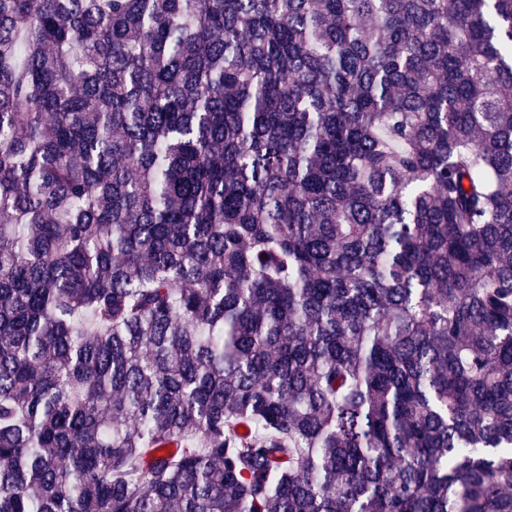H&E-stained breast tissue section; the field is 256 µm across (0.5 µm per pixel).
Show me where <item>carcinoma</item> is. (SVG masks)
Listing matches in <instances>:
<instances>
[{
	"label": "carcinoma",
	"instance_id": "cac0c4a2",
	"mask_svg": "<svg viewBox=\"0 0 512 512\" xmlns=\"http://www.w3.org/2000/svg\"><path fill=\"white\" fill-rule=\"evenodd\" d=\"M0 512H512V0H0Z\"/></svg>",
	"mask_w": 512,
	"mask_h": 512
}]
</instances>
